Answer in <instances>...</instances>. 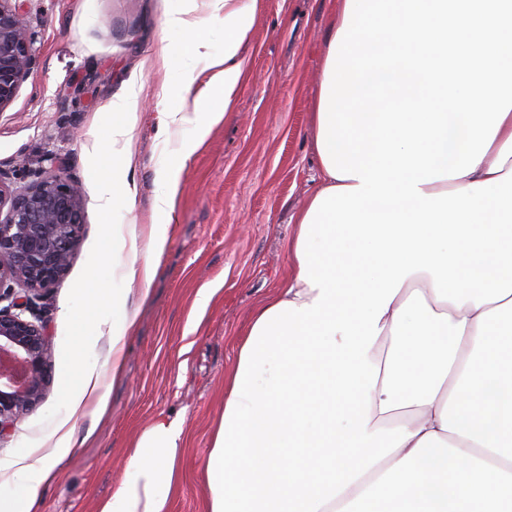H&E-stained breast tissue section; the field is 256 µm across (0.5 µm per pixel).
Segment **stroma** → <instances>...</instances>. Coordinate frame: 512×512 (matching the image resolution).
I'll return each instance as SVG.
<instances>
[{"instance_id": "obj_1", "label": "stroma", "mask_w": 512, "mask_h": 512, "mask_svg": "<svg viewBox=\"0 0 512 512\" xmlns=\"http://www.w3.org/2000/svg\"><path fill=\"white\" fill-rule=\"evenodd\" d=\"M339 0H257L251 38L241 49L247 71L225 120L214 125L187 161L177 149L201 116L195 95L215 82L202 54L224 52V31L210 29L203 51L187 37L162 39L172 9L203 19L210 0H24L38 35V65L13 103L0 111V169L24 155L29 172L49 168L80 179L85 224L61 282L44 300L51 336V380L39 406L0 439V462L24 450L52 451L50 432L72 381L73 339L86 322L63 318L81 289L98 282L122 288L116 270L129 250L128 225L153 224L159 171L183 163L175 218L148 298H126L137 322L124 355V374L103 372L105 411L82 407L73 417L72 446L55 479L42 485L37 512H98L122 477L125 450L159 413L181 414L187 435L185 481L172 512H204L203 462L209 429L224 406V377L254 308L292 273L289 219L317 189L320 161L312 138L314 100L326 54L330 16ZM169 44L174 62L157 61ZM198 79L184 89L181 74ZM142 84L133 128L134 202L101 214L98 187L111 178L103 156L112 130L110 102L131 79ZM188 107L187 122L158 139V114ZM29 172L15 175L27 181ZM218 294L205 310L199 289Z\"/></svg>"}]
</instances>
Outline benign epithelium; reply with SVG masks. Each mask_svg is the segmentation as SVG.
<instances>
[{
    "instance_id": "7a95c632",
    "label": "benign epithelium",
    "mask_w": 512,
    "mask_h": 512,
    "mask_svg": "<svg viewBox=\"0 0 512 512\" xmlns=\"http://www.w3.org/2000/svg\"><path fill=\"white\" fill-rule=\"evenodd\" d=\"M36 34L20 0H0V111L12 104L36 64ZM0 370L17 356L9 381L0 379V438L37 407L49 382L51 337L34 314L36 301L66 273L84 224L83 189L68 174L39 173L16 186L0 170Z\"/></svg>"
}]
</instances>
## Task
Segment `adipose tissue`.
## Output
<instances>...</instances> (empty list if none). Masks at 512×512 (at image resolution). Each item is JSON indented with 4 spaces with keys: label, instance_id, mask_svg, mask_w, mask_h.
<instances>
[{
    "label": "adipose tissue",
    "instance_id": "1",
    "mask_svg": "<svg viewBox=\"0 0 512 512\" xmlns=\"http://www.w3.org/2000/svg\"><path fill=\"white\" fill-rule=\"evenodd\" d=\"M256 0L168 12L166 36L223 27L205 57L225 95ZM138 92L109 106L114 175L101 209L131 206ZM322 180L292 217V273L254 309L224 378L204 463V512H512V0H341L314 112ZM179 167L161 169L127 286L148 291L168 240ZM69 320L76 364L55 451L5 464L0 512H36L69 422L120 376L135 317L85 288ZM105 367L92 355L101 335ZM180 419L133 440L99 512H171L184 477Z\"/></svg>",
    "mask_w": 512,
    "mask_h": 512
}]
</instances>
